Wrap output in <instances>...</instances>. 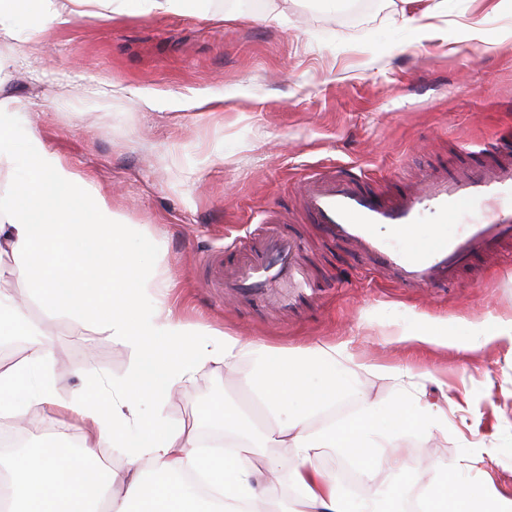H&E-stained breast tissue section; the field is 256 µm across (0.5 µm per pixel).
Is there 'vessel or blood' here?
I'll use <instances>...</instances> for the list:
<instances>
[{
  "instance_id": "1",
  "label": "vessel or blood",
  "mask_w": 512,
  "mask_h": 512,
  "mask_svg": "<svg viewBox=\"0 0 512 512\" xmlns=\"http://www.w3.org/2000/svg\"><path fill=\"white\" fill-rule=\"evenodd\" d=\"M302 206L328 240L346 246L366 269L401 288L458 283L476 258L512 243V154L455 176L428 174L388 196L341 167L298 183ZM479 218L449 230L450 218L474 205ZM297 239L274 225L252 238L232 267L216 263L212 285L229 298L292 307L313 294L298 265Z\"/></svg>"
}]
</instances>
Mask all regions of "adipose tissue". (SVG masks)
<instances>
[{"instance_id":"1","label":"adipose tissue","mask_w":512,"mask_h":512,"mask_svg":"<svg viewBox=\"0 0 512 512\" xmlns=\"http://www.w3.org/2000/svg\"><path fill=\"white\" fill-rule=\"evenodd\" d=\"M92 5L112 17L136 7L196 15L209 11L210 0H0V38H13L18 16L38 32ZM17 118L12 103L0 100V167L20 155L31 167L26 181L0 189V274L15 263L28 283L15 296L0 290V340L25 336L29 347L22 361L0 370V422L18 428L38 410L78 421L83 434L78 453L31 444L0 455V480L9 488L0 512H512V500L463 482L407 487L385 499L342 491L318 467L320 457L365 466L368 449L390 447L396 436L383 419L406 410L420 432L448 425L438 405L413 393L412 371L398 367L384 374L404 386L403 398L387 407L366 398L354 414L333 420L336 366L352 358L344 345L267 349L252 385L268 429L260 431L241 411H225L218 422L232 451H203L165 426L162 410L199 367L213 361L234 369L251 345L174 316L158 262L120 224L111 193L70 170L35 131L13 143ZM31 300L99 323L132 348L128 375L60 397L52 352L23 313ZM271 433L296 460L279 494L255 463ZM106 445L127 451L122 478L87 466L94 449Z\"/></svg>"}]
</instances>
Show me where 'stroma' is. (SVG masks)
<instances>
[{
    "label": "stroma",
    "mask_w": 512,
    "mask_h": 512,
    "mask_svg": "<svg viewBox=\"0 0 512 512\" xmlns=\"http://www.w3.org/2000/svg\"><path fill=\"white\" fill-rule=\"evenodd\" d=\"M348 2L213 0L204 16L74 14L36 35L22 29L0 39V53L29 60L0 97L18 100L48 147L111 191L132 237H155L169 304L184 322L255 343L234 371L199 368L164 408L167 425L221 440L216 418L249 400L247 380L266 348L344 343L368 363L432 374L429 399L453 402L446 429L402 432L398 467L373 483L359 478L354 497L464 477L512 499V337L497 333L512 319V256L480 259L444 291L399 288L325 241L296 194L303 176L335 166L401 194L415 174L468 163L465 147L512 127V38L501 36L512 11L499 0H446L440 15L426 17L419 0H370L353 15ZM406 13L419 24H404ZM465 25L481 38H464ZM102 81L112 97L96 95ZM268 217L298 237L317 297L290 309L219 298L209 254L225 248L232 266L231 244ZM26 314L52 349L61 396L131 369L132 350L99 324L38 301ZM476 327L494 339L469 353ZM426 331L447 346L414 343ZM398 333L405 341H395ZM336 376L344 400L348 382L383 405L399 396L390 379L347 362ZM203 408L209 420H200ZM28 422L24 446L69 448L81 437L76 423L39 411ZM475 447L489 454L480 470L465 466Z\"/></svg>",
    "instance_id": "stroma-1"
}]
</instances>
